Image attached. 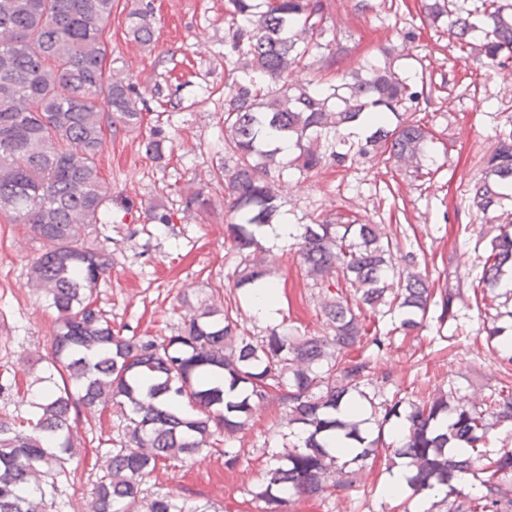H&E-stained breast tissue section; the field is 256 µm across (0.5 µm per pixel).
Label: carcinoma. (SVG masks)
<instances>
[{
  "mask_svg": "<svg viewBox=\"0 0 512 512\" xmlns=\"http://www.w3.org/2000/svg\"><path fill=\"white\" fill-rule=\"evenodd\" d=\"M114 0H0V215L26 224L43 251L29 266L32 286L56 312L47 361L61 383L31 402V417L0 421V512H50L66 464L78 455L71 411L116 417L112 447L100 451L102 475L88 512H213L169 494H149L146 476L171 460L209 451L241 431L252 413L275 400L286 410L282 449H261L270 461L256 500L262 512H288L301 496L327 489L373 490L359 482L367 461L406 460L411 497L422 512H512V451L491 456L489 433L512 425V351H497L503 378L477 402L453 386L424 394L417 387L388 394L374 385L396 334L437 324L440 340L458 318L463 288L481 296L488 338L512 310L491 313L505 269H512V127L496 132L469 188L482 218L474 249H483L477 282L457 277L438 289L420 269L422 245L402 244L379 224L350 213L317 216L293 236L304 278L321 289L319 311L330 334L306 336L272 328L238 332L234 310L206 306L184 317L176 334L123 336L98 309L93 291L112 255L88 241V230L112 212L95 158L107 133L139 127L144 113L131 78L106 75L102 26ZM425 21L470 49L476 61L509 68L512 0H420ZM224 156L213 178L224 182L232 214L225 235L238 262L234 287H280L259 257L269 252L265 228L281 208L288 169L317 174L330 166L383 157L418 178L432 172L433 135L407 116L408 104L430 96L421 73L412 90L395 62H367L336 81L314 58L324 48L326 0H226ZM129 31L155 42L152 7L132 9ZM368 123L355 140L348 130ZM297 154L284 163L276 141ZM159 164L172 151L153 126L142 140ZM183 211L205 213L197 190ZM371 424L376 436H364ZM473 479L460 487L462 476Z\"/></svg>",
  "mask_w": 512,
  "mask_h": 512,
  "instance_id": "cac0c4a2",
  "label": "carcinoma"
}]
</instances>
